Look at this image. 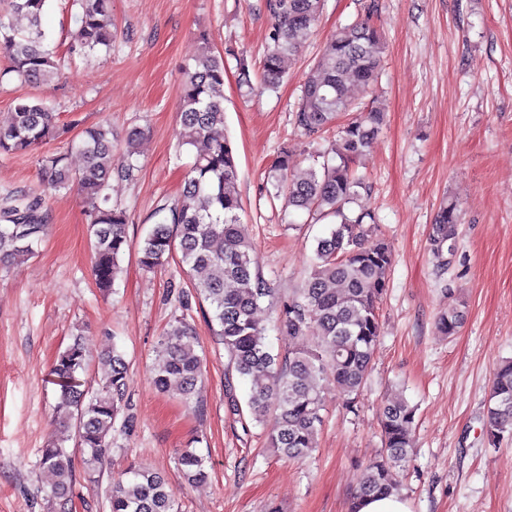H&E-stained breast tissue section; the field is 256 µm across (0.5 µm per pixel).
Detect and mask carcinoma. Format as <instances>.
I'll return each mask as SVG.
<instances>
[{
  "label": "carcinoma",
  "mask_w": 512,
  "mask_h": 512,
  "mask_svg": "<svg viewBox=\"0 0 512 512\" xmlns=\"http://www.w3.org/2000/svg\"><path fill=\"white\" fill-rule=\"evenodd\" d=\"M0 10V52L8 66L0 77L15 75L24 83H52L62 77L61 59L48 48L42 27L47 0H4ZM324 0H264L270 17L261 71L254 73L239 60V82L250 90H272L286 76V62L300 48V38L314 28ZM79 28L67 47L70 56L112 51L117 33L112 23V0H80ZM377 0L366 5L367 18L348 26L327 41L302 88L294 115L295 127L315 139L338 118L350 112L353 83L373 91L383 67V43L372 17ZM26 20L25 29L16 20ZM200 50L183 72L178 104L179 145L195 151L183 180L181 199L170 206V217L157 224L139 249V262L148 271L164 268L180 254L179 263L198 276L194 288L209 303V321L228 357L229 365L250 382L247 408L261 423L272 416L276 431L270 447L289 460L309 457L317 448L322 411L331 388L353 412L374 365L380 341L379 305L389 287L393 248L377 234L375 213L358 205L362 179L353 164L370 148L384 121V113L368 106L336 134L332 152L338 162L313 161L298 168L292 151L283 149L271 165L268 181L274 197L286 208L333 219L327 236L317 240L314 259L295 295L279 310L277 322L294 339L313 338L308 347L274 355L266 327L257 310L272 291L256 271L254 245L240 216L242 201L236 190V157L224 130V59L199 34ZM67 129L52 108L27 97L16 98L13 112L0 120V156L32 150L58 139ZM144 131L131 130L126 158L112 154V126L102 123L71 141L84 164L70 167L65 153L42 157L41 176L46 190L77 188L89 204L87 224L93 273L100 288H109L120 273V258L128 245L127 211L110 204L106 193L112 176L131 179V159ZM0 206V262L32 256L43 240L47 224L39 199ZM461 210L457 202L442 204L432 224L433 255H454ZM463 314L455 305L439 316L437 328L454 335ZM196 329L181 320L170 325L159 346V367L152 381L162 393H173L190 403L205 377L204 357L197 351ZM109 373L95 390L82 387L86 357L77 340L60 353L54 375L60 387V426L66 436L42 449L40 465L52 473L56 512H69L68 493L75 475L76 451L88 478L101 471L112 447L110 438L126 407L128 364L123 354H108ZM492 406L486 416V434L496 443L512 434V360L502 363L491 382ZM416 408L400 393H392L380 418L382 448L362 468L355 499L400 489V476L411 461ZM75 441L74 450L65 442ZM189 482L207 477L205 459L185 449L178 458ZM109 512H178L175 494L158 473L130 470L112 483Z\"/></svg>",
  "instance_id": "carcinoma-1"
}]
</instances>
